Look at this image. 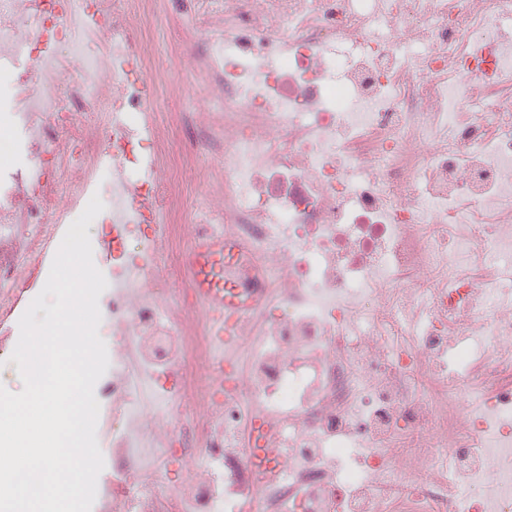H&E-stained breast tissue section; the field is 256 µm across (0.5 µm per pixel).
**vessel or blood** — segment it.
Listing matches in <instances>:
<instances>
[{"label": "vessel or blood", "instance_id": "1", "mask_svg": "<svg viewBox=\"0 0 512 512\" xmlns=\"http://www.w3.org/2000/svg\"><path fill=\"white\" fill-rule=\"evenodd\" d=\"M201 294L213 308L231 315H246L248 304L224 293V239L215 236L199 242L188 260Z\"/></svg>", "mask_w": 512, "mask_h": 512}]
</instances>
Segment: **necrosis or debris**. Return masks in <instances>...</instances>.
Here are the masks:
<instances>
[{
  "instance_id": "obj_1",
  "label": "necrosis or debris",
  "mask_w": 512,
  "mask_h": 512,
  "mask_svg": "<svg viewBox=\"0 0 512 512\" xmlns=\"http://www.w3.org/2000/svg\"><path fill=\"white\" fill-rule=\"evenodd\" d=\"M157 2L0 0V359L105 200L91 512H512V0H197L224 27L175 69L224 109L169 131L183 87L130 25ZM196 129L220 164L190 213ZM212 234L267 296L233 347L194 280L154 284ZM194 247L193 241H187L181 247L178 255L172 260L171 266L168 270L159 272L160 276L155 278V282L160 283L163 288H168L167 294L164 296L168 302H174L177 299L178 284L175 281L178 277L179 270H186V264L184 263V254L190 253Z\"/></svg>"
}]
</instances>
